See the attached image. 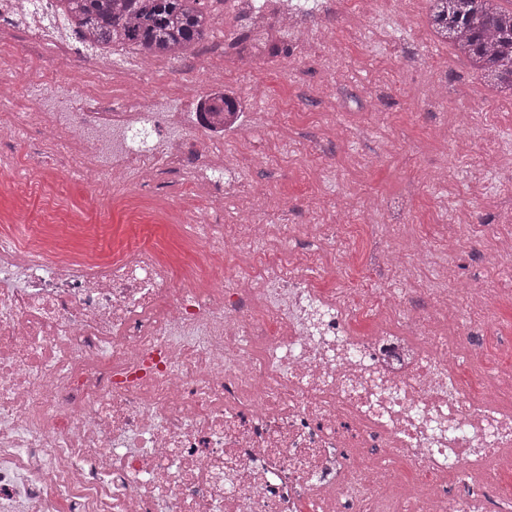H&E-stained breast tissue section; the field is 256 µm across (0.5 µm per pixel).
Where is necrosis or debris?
Here are the masks:
<instances>
[{"instance_id":"obj_1","label":"necrosis or debris","mask_w":512,"mask_h":512,"mask_svg":"<svg viewBox=\"0 0 512 512\" xmlns=\"http://www.w3.org/2000/svg\"><path fill=\"white\" fill-rule=\"evenodd\" d=\"M52 9L0 0V27L24 22L110 74ZM145 66L128 64L126 109L67 94L21 124L96 197L186 170L202 196L262 198L216 173L241 114L212 120L191 83L195 117L160 111ZM37 231L0 235V512H512L490 496L512 471V370L481 397L459 373L484 291L430 289L429 313L399 329L403 291L375 303L318 288L319 257L288 253L281 226L254 216L228 229L196 216L190 274L146 233L74 258ZM356 314L375 317L372 333L351 331Z\"/></svg>"}]
</instances>
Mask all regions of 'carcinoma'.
Segmentation results:
<instances>
[{
  "instance_id": "cac0c4a2",
  "label": "carcinoma",
  "mask_w": 512,
  "mask_h": 512,
  "mask_svg": "<svg viewBox=\"0 0 512 512\" xmlns=\"http://www.w3.org/2000/svg\"><path fill=\"white\" fill-rule=\"evenodd\" d=\"M62 14L91 47L115 44L139 48L150 56L177 59L203 40L215 18L202 0H58ZM241 17L268 24L262 0H243ZM428 19L436 38L469 60L483 83L512 98V8L499 0H427ZM236 35L248 54L261 60L289 53L286 32L262 38Z\"/></svg>"
}]
</instances>
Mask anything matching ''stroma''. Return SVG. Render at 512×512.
<instances>
[{
	"instance_id": "1",
	"label": "stroma",
	"mask_w": 512,
	"mask_h": 512,
	"mask_svg": "<svg viewBox=\"0 0 512 512\" xmlns=\"http://www.w3.org/2000/svg\"><path fill=\"white\" fill-rule=\"evenodd\" d=\"M346 2L319 0L318 9L289 31V54L262 62L260 76L253 77L241 74L235 56L224 52L240 16L222 0H205L215 18L209 35L184 58L146 69L142 84L149 95L176 106L184 77L202 68L221 69L237 82L255 120L225 142L226 176L263 190L267 222L292 227L289 251L327 257L333 239L346 242L352 264L333 275L319 273L322 287L369 282L383 290L401 288L413 309L422 310V290L438 278V265L404 279L380 270L369 274L363 264L372 249L383 241L394 249L413 240L439 246L458 236L463 213L488 225L481 244L460 240L448 258L452 284L483 289L490 299L480 342L484 360L474 363L468 353L460 360L470 384L512 367V253L502 249L512 238V194L498 191L493 174L482 168L487 147H512V104L499 105L466 59L432 38L426 0H413L403 25L392 10L377 12L378 39L356 46L349 34L361 20L348 14ZM319 30L337 31L335 51H321ZM129 59L127 50L113 51L112 73L102 75L88 62L70 64L51 47L29 44L21 28L0 31V80L24 73L55 90L75 87L113 109L125 105L123 68ZM494 104L500 107L498 121L489 126L482 115ZM0 154L30 182L24 195L0 185V231L24 213L42 225L49 245L79 257L89 243L85 225H107L101 248L116 252L141 225L151 224L163 256L179 259L188 272L200 263L199 244L181 231L198 206L185 194L182 175L168 172L159 189L128 187L95 202L84 184L34 166L28 139L6 125L0 127ZM367 191L377 194L378 205L364 206L337 227L335 237L312 242L298 236L297 225L308 221L302 194L316 193L330 216ZM66 222L71 229L59 236Z\"/></svg>"
}]
</instances>
